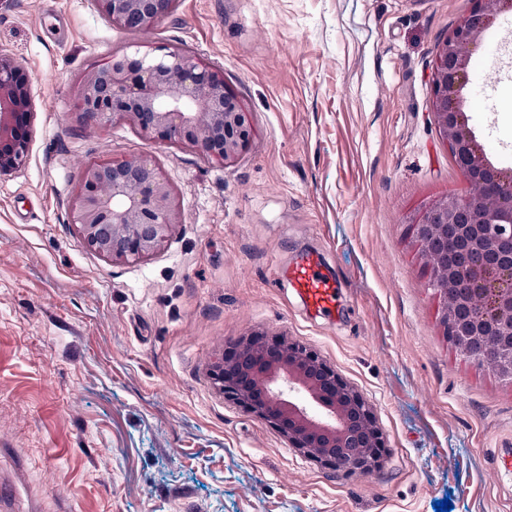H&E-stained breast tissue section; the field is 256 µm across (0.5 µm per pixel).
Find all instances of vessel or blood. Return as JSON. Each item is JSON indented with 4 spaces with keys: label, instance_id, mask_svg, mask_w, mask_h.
<instances>
[{
    "label": "vessel or blood",
    "instance_id": "1",
    "mask_svg": "<svg viewBox=\"0 0 512 512\" xmlns=\"http://www.w3.org/2000/svg\"><path fill=\"white\" fill-rule=\"evenodd\" d=\"M312 314L330 316L340 308L339 285L324 268L320 253L306 252L280 272Z\"/></svg>",
    "mask_w": 512,
    "mask_h": 512
}]
</instances>
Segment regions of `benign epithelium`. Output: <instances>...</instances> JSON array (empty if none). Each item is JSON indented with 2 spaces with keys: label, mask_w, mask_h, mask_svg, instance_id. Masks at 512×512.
<instances>
[{
  "label": "benign epithelium",
  "mask_w": 512,
  "mask_h": 512,
  "mask_svg": "<svg viewBox=\"0 0 512 512\" xmlns=\"http://www.w3.org/2000/svg\"><path fill=\"white\" fill-rule=\"evenodd\" d=\"M441 40L431 71V116L474 194L446 195L410 222L411 243L441 303L440 324L463 356L512 380V170L493 165L464 110L471 60L484 33L512 0H471ZM104 15L148 31L177 0H102ZM78 120L97 128L126 124L147 141L191 149L225 167L253 138L251 113L228 89L224 71L181 47L113 54L89 69L76 91ZM33 116L31 85L0 52V176L26 162ZM72 221L89 251L114 263L159 252L182 223L168 178L148 156L127 154L83 167ZM478 260L459 264L448 243ZM215 388L264 421L306 458L352 475L381 468L385 439L371 405L313 349L263 332L234 339L210 365Z\"/></svg>",
  "instance_id": "benign-epithelium-1"
}]
</instances>
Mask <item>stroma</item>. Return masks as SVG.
I'll return each instance as SVG.
<instances>
[{"label":"stroma","instance_id":"1","mask_svg":"<svg viewBox=\"0 0 512 512\" xmlns=\"http://www.w3.org/2000/svg\"><path fill=\"white\" fill-rule=\"evenodd\" d=\"M471 0H178L146 33L96 0H0V50L35 108L29 159L0 177V512H512V381L462 357L409 223L473 188L431 121L437 44ZM183 46L221 68L254 136L231 166L76 116L83 73L115 52ZM465 94L488 157L512 168V11ZM496 68L485 85L478 63ZM143 153L182 222L115 265L71 218L88 162ZM320 250L342 288L308 315L278 265ZM316 350L372 405L381 469L306 459L208 377L247 332Z\"/></svg>","mask_w":512,"mask_h":512}]
</instances>
